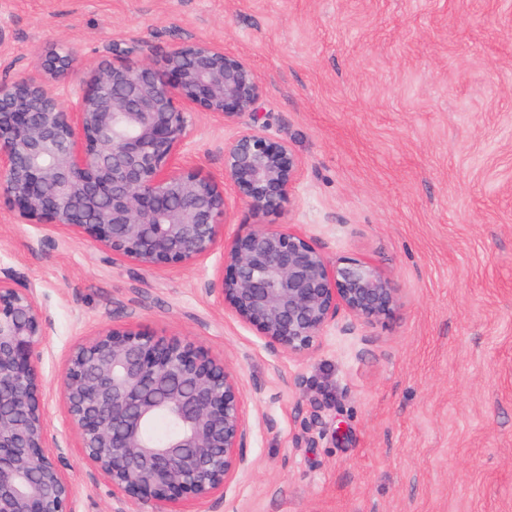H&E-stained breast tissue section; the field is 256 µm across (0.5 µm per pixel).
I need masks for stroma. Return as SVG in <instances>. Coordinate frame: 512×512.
<instances>
[{"label": "stroma", "mask_w": 512, "mask_h": 512, "mask_svg": "<svg viewBox=\"0 0 512 512\" xmlns=\"http://www.w3.org/2000/svg\"><path fill=\"white\" fill-rule=\"evenodd\" d=\"M0 28V81L52 47L111 60L116 39L135 60L195 39L246 58L301 173L262 220L227 192L225 238L288 227L400 295L368 326L339 311L296 356L205 292L222 248L146 271L0 203V268L49 318L43 399L76 512H150L86 464L61 393L73 345L113 324L197 342L239 379L246 464L188 512H512V0H0ZM251 122L192 113L183 149L223 178Z\"/></svg>", "instance_id": "35a3bbf8"}]
</instances>
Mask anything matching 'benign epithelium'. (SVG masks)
Instances as JSON below:
<instances>
[{
	"mask_svg": "<svg viewBox=\"0 0 512 512\" xmlns=\"http://www.w3.org/2000/svg\"><path fill=\"white\" fill-rule=\"evenodd\" d=\"M76 62L51 50L32 74L0 83V196L21 218L145 270L188 266L222 246V272L203 288L293 355L310 353L341 309L363 324L393 314L398 289L371 263H332L286 227L224 240V183L182 146L190 109L225 123L258 116L261 79L244 57L197 39L135 61L114 42L112 60L87 68L66 99L58 86ZM299 173L288 141L257 123L224 146V179L258 217L286 209ZM48 324L34 289L0 269V512H74L62 457L48 450L39 372ZM62 394L87 464L112 495L151 512L223 497L246 461L239 380L187 339L106 327L72 349ZM159 417L173 425L162 440L146 433Z\"/></svg>",
	"mask_w": 512,
	"mask_h": 512,
	"instance_id": "7a95c632",
	"label": "benign epithelium"
}]
</instances>
